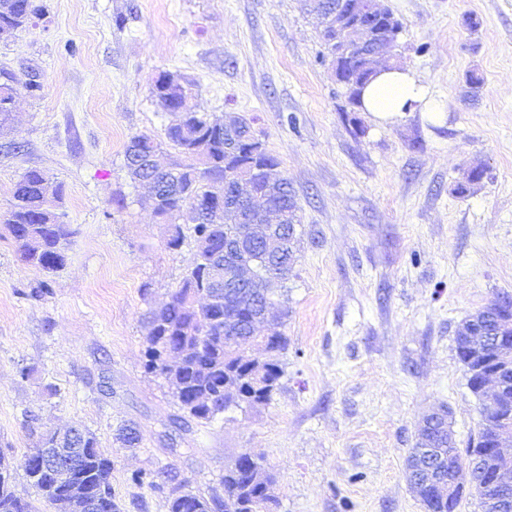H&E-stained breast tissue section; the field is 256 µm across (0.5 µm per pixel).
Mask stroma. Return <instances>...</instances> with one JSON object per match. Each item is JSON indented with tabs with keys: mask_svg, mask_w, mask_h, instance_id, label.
<instances>
[{
	"mask_svg": "<svg viewBox=\"0 0 512 512\" xmlns=\"http://www.w3.org/2000/svg\"><path fill=\"white\" fill-rule=\"evenodd\" d=\"M43 3L45 16L0 41V68L17 78L0 211L38 169L63 184L54 210L72 234L47 277L0 228V456L15 494L41 503L22 468L30 409L95 434L122 512H167L134 471L166 468L220 496L246 451L276 475V512H424L405 469L422 416L448 407L462 449L481 420L455 330L512 299V0H376L402 23L398 65L445 103L437 122L354 110L302 0ZM163 72L192 81L213 117L252 120L301 220L271 401L182 429L165 380L144 368L140 319L180 285L194 241L169 248L124 158L132 136H162L172 119L151 94ZM42 282L48 293L31 297ZM130 422L133 448L118 437Z\"/></svg>",
	"mask_w": 512,
	"mask_h": 512,
	"instance_id": "obj_1",
	"label": "stroma"
}]
</instances>
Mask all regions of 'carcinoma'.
<instances>
[{"mask_svg": "<svg viewBox=\"0 0 512 512\" xmlns=\"http://www.w3.org/2000/svg\"><path fill=\"white\" fill-rule=\"evenodd\" d=\"M339 3L340 0H305L307 9L320 20L323 57L329 59L340 49L336 45V6ZM43 12L41 0H0V28H24ZM376 71L377 67L367 66L360 51L355 50L341 59L336 83L346 90L349 102L358 106L362 89ZM0 76L4 78L0 82L2 125L12 112L10 102L13 101L14 76L8 72ZM152 94L166 111H184L187 116L183 128L176 131L165 129L164 140L145 134L136 135L130 138L125 148L127 167L136 158L161 151L165 142L178 151L182 170L179 175L160 182L158 214L173 218L186 206L188 199L208 195L213 181H224L231 186L233 193L238 191L236 184L241 181L251 185L257 193L269 189V202L279 212L285 226L300 224L295 193L288 179L279 175L271 186H266L267 170L279 167L277 158L266 151L254 155L244 147L236 155H224V125L201 110L194 84L188 83L171 95L154 86ZM49 190L58 199L64 193L63 185L44 172L37 169L27 171L15 187L11 207L0 214V224L19 244L25 264L53 274L66 263L65 245L71 230L45 207V194ZM242 228L237 213L232 209L213 221L192 225L194 256L179 288L173 292L171 303L160 313L151 309L144 314L145 369L164 378L179 408L199 421H210L232 407L243 409L270 401L284 373L281 357L287 349L288 338L283 333H277L268 342L270 354L260 384L251 377L247 362L239 355L238 344L232 337L248 335L251 318L265 304L275 303L272 295L264 294L262 281L269 277L286 281L293 276L300 245L299 232H294L284 244L257 239L253 248L240 256L252 264L256 280L249 287L236 288L224 296V303L213 309L210 321H203L193 306V296L209 276L206 252L201 250V245L219 250L224 247V238L240 234ZM184 336L191 341L202 338L204 351L187 359L172 377L160 368L162 349L181 344ZM22 424L30 434L39 436L38 447L26 455L29 465L24 468L25 474L47 506L54 512H66L62 505L63 490L53 479L38 475L37 458L41 449L57 447L58 439L41 431L40 416L33 411L22 412ZM503 434L512 435V409L498 411L482 405L479 431L462 455L456 440L448 432V417L438 418L432 413L425 416L415 445L406 459L411 489H416L419 473L424 470L427 460L436 462L439 475L444 479L448 477V460L465 456L474 463L468 485L458 487L454 494H448L444 488L439 491L434 488L422 490L419 500L425 512H457L468 487L478 495L482 512H492L489 500L496 495V490L490 488L479 464L490 456ZM76 446L86 449L81 472L96 490L98 508L95 512H121L112 489V463L96 450L95 434L88 429L80 430ZM9 479V474L0 471V512H36L29 502L18 498L11 490H5ZM131 481L135 484L146 482L161 492H167L168 512H212L213 503L224 504V512H263L265 491L275 484V478L262 458L247 452L239 455L224 470L222 498H207L200 493L185 491L174 483V477L166 470L161 473L137 472L132 474Z\"/></svg>", "mask_w": 512, "mask_h": 512, "instance_id": "1", "label": "carcinoma"}]
</instances>
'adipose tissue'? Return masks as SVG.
Instances as JSON below:
<instances>
[{
    "label": "adipose tissue",
    "instance_id": "obj_1",
    "mask_svg": "<svg viewBox=\"0 0 512 512\" xmlns=\"http://www.w3.org/2000/svg\"><path fill=\"white\" fill-rule=\"evenodd\" d=\"M363 111L382 121H392L408 112H423L441 118L444 107L430 96L428 87L409 69L394 67L380 73L362 91Z\"/></svg>",
    "mask_w": 512,
    "mask_h": 512
}]
</instances>
